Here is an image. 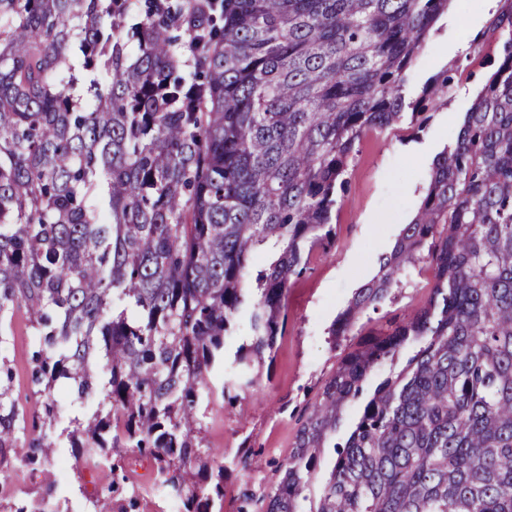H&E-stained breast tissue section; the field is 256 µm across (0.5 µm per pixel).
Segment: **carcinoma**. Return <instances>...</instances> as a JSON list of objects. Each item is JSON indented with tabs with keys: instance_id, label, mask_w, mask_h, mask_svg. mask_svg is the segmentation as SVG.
<instances>
[{
	"instance_id": "cac0c4a2",
	"label": "carcinoma",
	"mask_w": 512,
	"mask_h": 512,
	"mask_svg": "<svg viewBox=\"0 0 512 512\" xmlns=\"http://www.w3.org/2000/svg\"><path fill=\"white\" fill-rule=\"evenodd\" d=\"M451 2L0 0V345L20 312L36 336L35 411L0 358V473L34 471L31 495L56 485L45 437L67 386L90 413L57 441L79 463L83 496L90 474L92 507L131 508L146 461L182 512H224L228 466L202 446L205 411L259 384L289 289L310 251L334 243L357 148L402 122L401 88ZM505 2L486 31L502 43L496 68L416 214L330 329L366 338L324 384L279 481L241 489L237 512H302L318 450L409 341L419 350L364 404L315 512H512ZM452 84V70L436 74L411 116ZM424 257L427 304L363 332L361 316ZM242 319L248 338L228 360Z\"/></svg>"
}]
</instances>
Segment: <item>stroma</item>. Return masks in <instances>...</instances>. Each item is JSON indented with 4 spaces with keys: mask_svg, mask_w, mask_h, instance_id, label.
<instances>
[{
    "mask_svg": "<svg viewBox=\"0 0 512 512\" xmlns=\"http://www.w3.org/2000/svg\"><path fill=\"white\" fill-rule=\"evenodd\" d=\"M491 18L484 0H452L411 69L403 95L406 102L415 101L432 76L452 66L458 70L453 90L435 105L422 128H413L406 118L390 132L363 139L349 167L347 186L337 196L336 242L311 253L307 272L288 293V327L277 341L270 377L243 399L208 407L205 446L223 450L228 461L243 440L261 450L247 469L232 468L224 487V512H236L237 493L243 487L260 489L278 481L277 461L288 457L322 383L347 350L345 341L329 336L332 322L355 290L376 274L380 256L392 250L401 228L416 214L435 156L453 145L465 112L500 56V43L484 36ZM432 281L431 266L418 263L403 275L393 300L367 311L364 321L382 325L394 315L412 316L427 302ZM414 351V346H404L395 362L376 367L367 377L360 398L344 413L334 447L322 449L317 459L306 489L307 512L316 508L336 447L345 442L366 399Z\"/></svg>",
    "mask_w": 512,
    "mask_h": 512,
    "instance_id": "obj_1",
    "label": "stroma"
}]
</instances>
